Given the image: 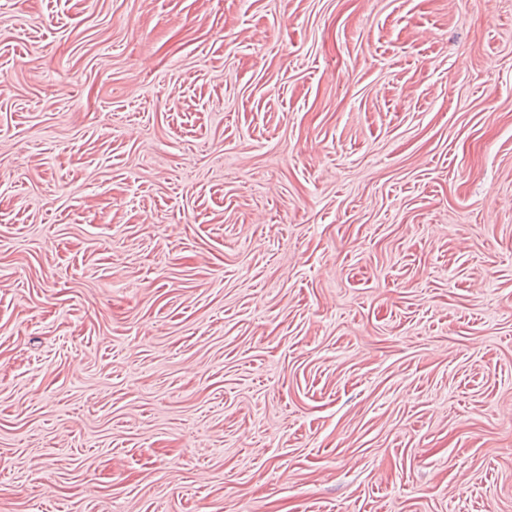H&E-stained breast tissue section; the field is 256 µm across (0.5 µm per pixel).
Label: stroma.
Segmentation results:
<instances>
[{
  "instance_id": "obj_1",
  "label": "stroma",
  "mask_w": 512,
  "mask_h": 512,
  "mask_svg": "<svg viewBox=\"0 0 512 512\" xmlns=\"http://www.w3.org/2000/svg\"><path fill=\"white\" fill-rule=\"evenodd\" d=\"M0 512H512V0H0Z\"/></svg>"
}]
</instances>
